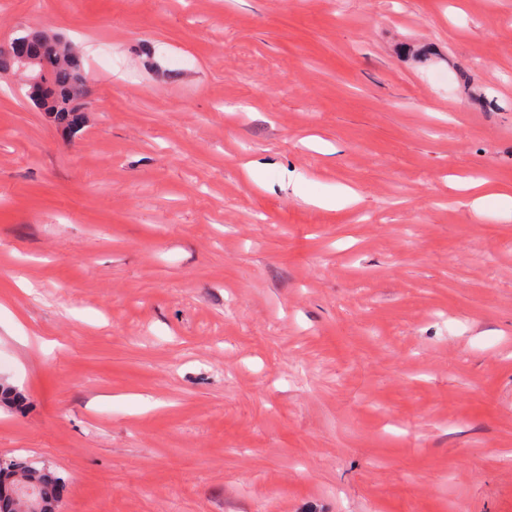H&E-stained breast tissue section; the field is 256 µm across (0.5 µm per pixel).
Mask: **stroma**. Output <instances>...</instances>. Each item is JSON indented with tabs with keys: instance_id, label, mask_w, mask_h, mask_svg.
I'll return each instance as SVG.
<instances>
[{
	"instance_id": "stroma-1",
	"label": "stroma",
	"mask_w": 512,
	"mask_h": 512,
	"mask_svg": "<svg viewBox=\"0 0 512 512\" xmlns=\"http://www.w3.org/2000/svg\"><path fill=\"white\" fill-rule=\"evenodd\" d=\"M27 27L92 94L66 133L0 75V457L57 512H512V0ZM7 459L0 463V512H28L17 505L20 498L41 503L40 512H55L63 491L57 473L34 460Z\"/></svg>"
}]
</instances>
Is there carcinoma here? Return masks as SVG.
Wrapping results in <instances>:
<instances>
[{
  "mask_svg": "<svg viewBox=\"0 0 512 512\" xmlns=\"http://www.w3.org/2000/svg\"><path fill=\"white\" fill-rule=\"evenodd\" d=\"M29 62L0 51V74L24 71L38 83H25L26 95L52 115L62 128L81 126L89 107L86 100L88 75L81 55L68 43L43 33L24 30L14 37ZM63 491L56 472L30 459H8L0 463V512H26L17 501L30 498L43 505L41 512H55Z\"/></svg>",
  "mask_w": 512,
  "mask_h": 512,
  "instance_id": "obj_1",
  "label": "carcinoma"
}]
</instances>
